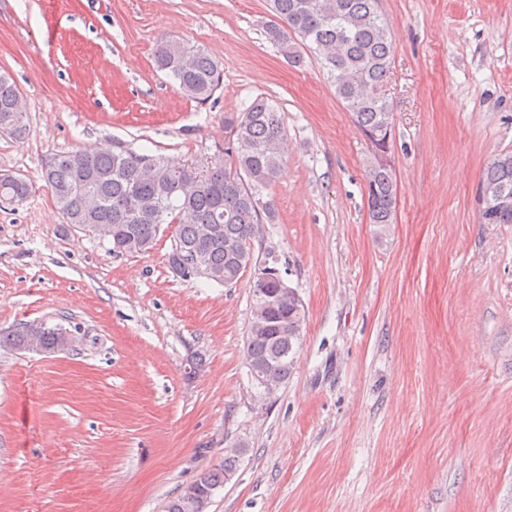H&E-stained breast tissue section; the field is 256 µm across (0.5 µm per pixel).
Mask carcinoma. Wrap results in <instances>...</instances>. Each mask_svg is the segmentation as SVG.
<instances>
[{
  "label": "carcinoma",
  "mask_w": 512,
  "mask_h": 512,
  "mask_svg": "<svg viewBox=\"0 0 512 512\" xmlns=\"http://www.w3.org/2000/svg\"><path fill=\"white\" fill-rule=\"evenodd\" d=\"M276 21L266 26V39L294 64L304 63L303 51L315 55L327 70L337 99L350 113L360 133L371 134L386 148L392 135L393 109L375 93L386 81L391 65L389 23L379 10V0H270ZM158 67L168 71L188 97L205 103L221 87L219 61L201 49L174 38L161 40L155 50ZM19 89L0 74V133L14 138L29 134L28 115L19 110ZM230 130L224 159L207 166L173 167L161 154L137 152L122 141L107 150L81 148L53 156L42 169L55 205L65 223L92 229L107 226L112 250L120 254L146 252L155 244L161 226L175 225L168 266L200 265L193 278L224 285L238 282L256 265L251 232L276 222L273 199L263 192L282 171L287 134L279 107L259 96L241 112H228ZM480 184L512 195V153L490 161ZM369 223L382 238L394 222L397 196L395 170L383 168L376 158L366 161ZM29 180L0 175V201L20 203L32 193ZM252 317L247 336L248 365L266 380L284 385L305 319L302 301L278 292L272 304L252 292ZM37 343L56 350L63 329L36 323ZM27 350L24 325L0 344ZM224 454V467L199 477V483L216 490L226 476L235 474L248 450ZM166 512H206L200 503L178 495Z\"/></svg>",
  "instance_id": "carcinoma-1"
}]
</instances>
